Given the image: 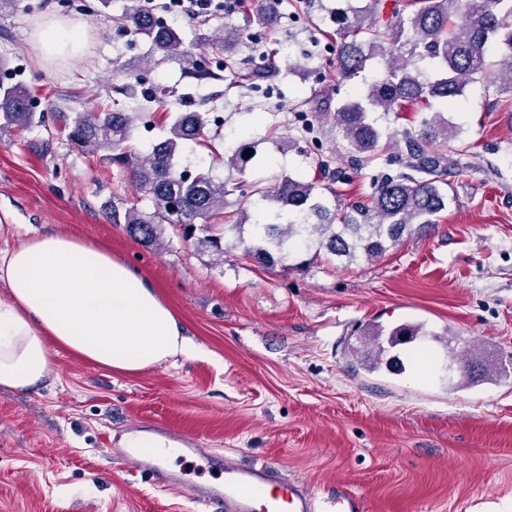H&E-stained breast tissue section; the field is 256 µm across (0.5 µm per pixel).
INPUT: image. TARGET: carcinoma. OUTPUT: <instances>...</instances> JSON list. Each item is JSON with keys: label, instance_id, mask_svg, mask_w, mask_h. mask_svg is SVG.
Listing matches in <instances>:
<instances>
[{"label": "carcinoma", "instance_id": "carcinoma-1", "mask_svg": "<svg viewBox=\"0 0 512 512\" xmlns=\"http://www.w3.org/2000/svg\"><path fill=\"white\" fill-rule=\"evenodd\" d=\"M410 6L414 10L404 13ZM385 8L384 0H370L353 17L344 13L338 18L337 59L343 79L357 77L376 57L387 59L382 76L334 113L351 161H393L386 155L389 144L382 143V132L370 119L376 110L395 112L431 99L451 103L479 76L486 79L487 89L501 107H512V0H408L403 5L394 3L389 12ZM122 20L130 33L150 40L153 52L191 65V77L211 76L194 64L180 34L160 22L140 0H129ZM493 44L501 46L494 75L488 71ZM30 103L26 86H0V134L30 130L41 122ZM59 119L73 144L93 153L105 152V159L126 170L151 199L154 211L135 208L124 215L127 233L148 246L157 244L162 225L179 224L186 236L198 229L206 232L198 243L222 253L226 233L244 227L224 213V196L236 193L248 203L258 195L272 204L264 221L252 225L251 242L239 239L244 256L266 267L284 264L295 245L307 249L314 245L315 255L345 268L383 257L414 230L436 223L448 205L440 183L448 169L459 168V156L464 154L453 145L455 130L441 119V113L424 117L417 132L404 131L405 153L398 162L405 171L385 177L367 200L342 211L326 204L314 180L288 175L271 188L243 181L229 188L209 170L195 174L179 170L176 159L185 144L210 141L208 118L201 112L176 113L166 136L146 153L130 144L132 120L127 112L105 110L72 119L61 114ZM255 156V145L244 143L224 154V162L242 172ZM361 333L377 339L385 336L391 348L428 335L420 324L389 330L373 324Z\"/></svg>", "mask_w": 512, "mask_h": 512}]
</instances>
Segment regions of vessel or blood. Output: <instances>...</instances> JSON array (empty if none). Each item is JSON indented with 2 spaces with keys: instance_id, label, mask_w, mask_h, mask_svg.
Segmentation results:
<instances>
[{
  "instance_id": "obj_1",
  "label": "vessel or blood",
  "mask_w": 512,
  "mask_h": 512,
  "mask_svg": "<svg viewBox=\"0 0 512 512\" xmlns=\"http://www.w3.org/2000/svg\"><path fill=\"white\" fill-rule=\"evenodd\" d=\"M168 453L165 447L118 451L120 457L134 460L139 470L149 473L156 487L189 489L207 512H363L362 500L351 493L340 491L323 501L305 484L278 486V472L271 466H245L221 455H207L184 438L180 441L181 459L199 458L203 468L224 476L220 483H191L185 473L170 469Z\"/></svg>"
}]
</instances>
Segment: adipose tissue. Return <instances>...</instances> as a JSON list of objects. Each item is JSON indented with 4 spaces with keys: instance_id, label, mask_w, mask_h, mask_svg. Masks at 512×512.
Returning a JSON list of instances; mask_svg holds the SVG:
<instances>
[{
    "instance_id": "adipose-tissue-1",
    "label": "adipose tissue",
    "mask_w": 512,
    "mask_h": 512,
    "mask_svg": "<svg viewBox=\"0 0 512 512\" xmlns=\"http://www.w3.org/2000/svg\"><path fill=\"white\" fill-rule=\"evenodd\" d=\"M0 285V389L41 385L52 343L124 375L200 354L160 287L108 246L56 233L0 249Z\"/></svg>"
}]
</instances>
